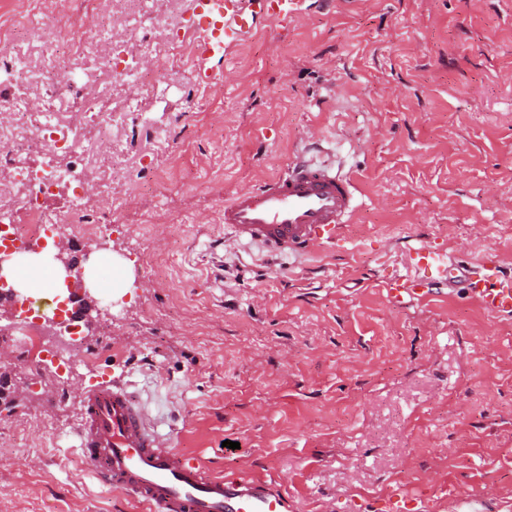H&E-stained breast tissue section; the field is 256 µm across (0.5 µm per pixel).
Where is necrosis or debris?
Instances as JSON below:
<instances>
[{"label": "necrosis or debris", "mask_w": 512, "mask_h": 512, "mask_svg": "<svg viewBox=\"0 0 512 512\" xmlns=\"http://www.w3.org/2000/svg\"><path fill=\"white\" fill-rule=\"evenodd\" d=\"M32 31L42 46L40 65H30L0 34V164L9 166L10 180L0 184V247L26 244L67 232L96 238L111 231L122 219L121 210H90V197L112 199L118 190L112 176H98L95 191H88L82 175L88 164L82 141L84 121L98 129L129 125L136 121L134 106H119L112 99V78L122 74L132 84L145 81L144 73L131 66L117 48V37L138 40L140 25L129 15L122 31L106 21L87 28L81 24L38 21ZM108 47L102 74L77 67V58L94 56ZM41 88L31 97L30 87ZM62 155L73 158L66 170L37 165V157ZM70 193L65 210L48 217L47 204L57 189Z\"/></svg>", "instance_id": "necrosis-or-debris-1"}]
</instances>
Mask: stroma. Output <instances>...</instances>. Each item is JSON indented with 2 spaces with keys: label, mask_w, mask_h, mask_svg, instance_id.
Here are the masks:
<instances>
[{
  "label": "stroma",
  "mask_w": 512,
  "mask_h": 512,
  "mask_svg": "<svg viewBox=\"0 0 512 512\" xmlns=\"http://www.w3.org/2000/svg\"><path fill=\"white\" fill-rule=\"evenodd\" d=\"M193 0H156L150 54L168 140L141 125L86 130L125 205L112 232L124 285L103 289L112 324L85 326L60 368L12 357L24 391L0 407V512H139L100 485L78 449L80 397L129 384L149 418L210 473L263 475L292 512H453L487 497L512 512V316L464 288L392 306L385 285L418 241L492 252L512 278V0H297L285 19L239 0L253 30L200 61ZM61 18L56 0H0V29ZM220 75L194 87L189 73ZM350 173L362 205L335 246L297 262L217 247L225 201L296 153ZM151 164L159 179L140 178ZM236 449L226 448V441Z\"/></svg>",
  "instance_id": "obj_1"
}]
</instances>
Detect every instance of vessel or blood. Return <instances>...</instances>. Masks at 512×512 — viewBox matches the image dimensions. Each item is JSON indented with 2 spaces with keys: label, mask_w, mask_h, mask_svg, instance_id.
Masks as SVG:
<instances>
[{
  "label": "vessel or blood",
  "mask_w": 512,
  "mask_h": 512,
  "mask_svg": "<svg viewBox=\"0 0 512 512\" xmlns=\"http://www.w3.org/2000/svg\"><path fill=\"white\" fill-rule=\"evenodd\" d=\"M196 54L207 58L247 26L237 0H195ZM360 207L354 180L328 164L293 159L286 171L259 186L232 194L222 221L231 243L256 244L274 254L307 255L335 244ZM410 275L390 281V303L403 306L431 298L432 283L464 284L492 314L512 313V280L500 277L492 258L470 264L421 241L410 251ZM79 450L98 481L144 505L147 512H289L287 494L258 476L211 474L194 456L178 452L160 434L127 386L87 387L77 428Z\"/></svg>",
  "instance_id": "obj_1"
}]
</instances>
